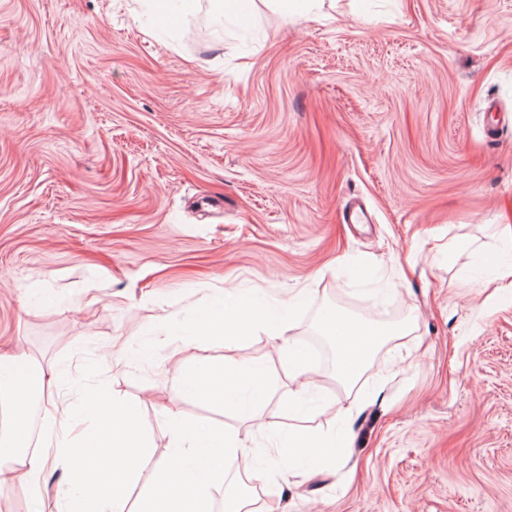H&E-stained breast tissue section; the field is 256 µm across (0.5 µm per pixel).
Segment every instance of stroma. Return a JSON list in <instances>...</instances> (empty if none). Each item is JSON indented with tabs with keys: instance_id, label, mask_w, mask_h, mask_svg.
<instances>
[{
	"instance_id": "1",
	"label": "stroma",
	"mask_w": 512,
	"mask_h": 512,
	"mask_svg": "<svg viewBox=\"0 0 512 512\" xmlns=\"http://www.w3.org/2000/svg\"><path fill=\"white\" fill-rule=\"evenodd\" d=\"M319 10L0 0V357L74 414L132 405L144 481L171 414L238 436L210 512H512V297L472 280L512 224V0ZM225 292L291 305L306 352L330 314L411 328L348 386L310 360L300 415L280 340L185 335ZM228 355L266 375L254 420L175 394ZM292 430L350 445L292 468Z\"/></svg>"
}]
</instances>
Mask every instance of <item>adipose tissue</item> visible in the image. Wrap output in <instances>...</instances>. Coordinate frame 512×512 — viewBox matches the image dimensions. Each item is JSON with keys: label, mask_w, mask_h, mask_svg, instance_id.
Masks as SVG:
<instances>
[{"label": "adipose tissue", "mask_w": 512, "mask_h": 512, "mask_svg": "<svg viewBox=\"0 0 512 512\" xmlns=\"http://www.w3.org/2000/svg\"><path fill=\"white\" fill-rule=\"evenodd\" d=\"M204 320L188 328L191 336H234L260 329L283 338L287 314L252 301L235 306L212 299ZM406 324L361 323L347 316L329 324L336 339V376L354 383L373 352L393 337L404 335ZM46 372L26 354L0 362V481L35 491L49 458L65 462L68 485L83 496L82 512H125V491L134 483L147 441L129 404L97 387L84 396L88 424L73 422L69 408L58 406L46 392ZM180 394L192 395L215 407L230 406L252 416L257 400L269 387L261 371L244 365L203 366L187 372ZM52 420L45 448L29 452L26 425L34 404ZM174 452L153 466L151 481L139 493L137 512H208L211 491L224 471L228 455L250 456L243 441L212 428L201 429L173 418Z\"/></svg>", "instance_id": "ef3b65f1"}]
</instances>
